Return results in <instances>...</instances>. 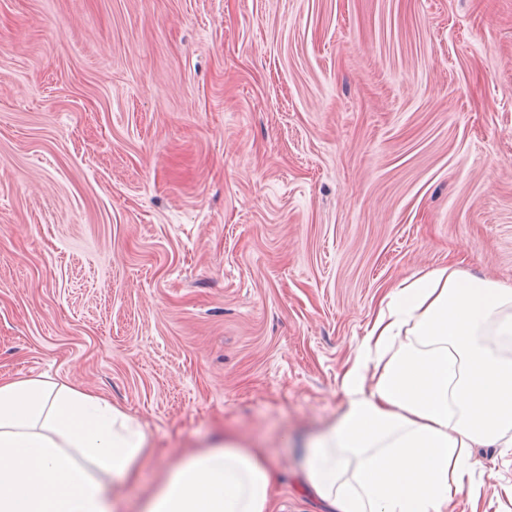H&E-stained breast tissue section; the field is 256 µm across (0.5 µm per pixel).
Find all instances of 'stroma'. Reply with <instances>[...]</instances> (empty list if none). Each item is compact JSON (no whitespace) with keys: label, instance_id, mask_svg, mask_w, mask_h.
<instances>
[{"label":"stroma","instance_id":"1","mask_svg":"<svg viewBox=\"0 0 512 512\" xmlns=\"http://www.w3.org/2000/svg\"><path fill=\"white\" fill-rule=\"evenodd\" d=\"M452 260L512 286V0H0V378L138 420L126 512L223 433L319 512L302 434Z\"/></svg>","mask_w":512,"mask_h":512}]
</instances>
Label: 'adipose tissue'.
<instances>
[{
	"mask_svg": "<svg viewBox=\"0 0 512 512\" xmlns=\"http://www.w3.org/2000/svg\"><path fill=\"white\" fill-rule=\"evenodd\" d=\"M348 405L313 437L306 490L327 512H453L477 448L512 447V287L455 265L392 287L343 377ZM148 449L102 397L0 379V512H118L110 490ZM277 470L224 435L184 457L140 512H272Z\"/></svg>",
	"mask_w": 512,
	"mask_h": 512,
	"instance_id": "1",
	"label": "adipose tissue"
}]
</instances>
